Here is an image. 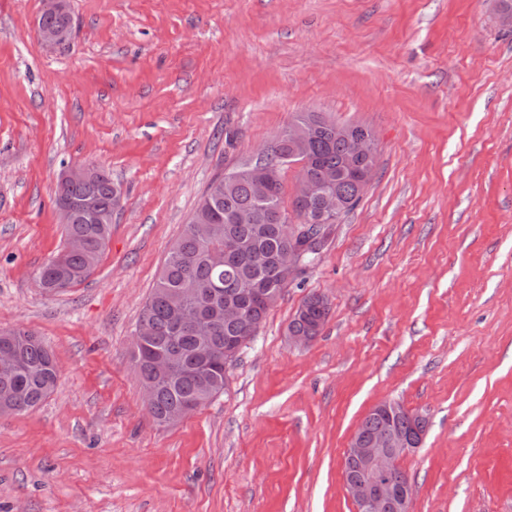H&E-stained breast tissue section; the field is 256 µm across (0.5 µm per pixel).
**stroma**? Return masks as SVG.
<instances>
[{
    "label": "stroma",
    "mask_w": 512,
    "mask_h": 512,
    "mask_svg": "<svg viewBox=\"0 0 512 512\" xmlns=\"http://www.w3.org/2000/svg\"><path fill=\"white\" fill-rule=\"evenodd\" d=\"M0 0V329L59 367L0 415V512H357L342 459L372 407L423 413L399 461L412 512H512V31L498 0ZM300 112L367 125L379 166L290 280L224 392L173 426L143 402L133 338L208 183ZM122 187L79 285L39 268L66 243L64 165ZM331 311L310 345L288 324ZM51 2L53 4V8L56 12L48 4L47 8L40 15L38 23L41 25H45V26L68 27V30H67V34H68V32L71 31V17L64 16V15H69L68 8H67L68 1L67 0H52ZM324 295L309 294L297 310L289 324L290 337L295 345L307 346L313 341V337L319 336L330 314L329 302L323 300ZM306 311H302L303 307ZM294 333V334H293ZM305 333V336L303 334Z\"/></svg>",
    "instance_id": "obj_1"
}]
</instances>
